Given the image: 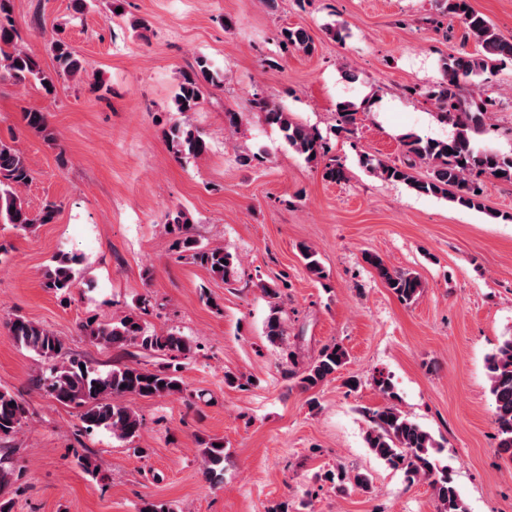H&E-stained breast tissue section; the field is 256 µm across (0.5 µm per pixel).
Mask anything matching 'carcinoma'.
<instances>
[{
    "instance_id": "1",
    "label": "carcinoma",
    "mask_w": 512,
    "mask_h": 512,
    "mask_svg": "<svg viewBox=\"0 0 512 512\" xmlns=\"http://www.w3.org/2000/svg\"><path fill=\"white\" fill-rule=\"evenodd\" d=\"M438 16L459 20L464 28L463 44L473 43L474 50L452 55L441 63V78L429 91L435 101L438 120L455 127L453 136L445 140L422 139L408 133L400 137L407 157L404 164H396L372 155L360 156L359 163L367 172L390 182H401L422 195L442 196L454 205L482 211V190L471 179L473 175H486L512 184V152L502 153L481 144L485 115L492 100L471 98L468 108L463 85H483L491 81L498 68L512 62V39L498 34L488 20L475 12L469 0H435ZM285 48L312 54L315 44L308 32L300 27L286 29ZM54 68H43L37 55L17 44V32L11 17L10 0H0V68L15 82L31 80L39 83L48 95L54 94L58 79L75 77L85 71L83 61L70 44L59 37L51 43ZM222 75L208 59L199 57L196 65L181 73L175 95L176 111L193 112L204 99L210 86H218ZM252 110L263 114L265 120L282 132L288 145L304 156L309 164H324V176L340 181L345 170L335 159L325 160L329 153L327 142L315 130L295 121L275 102L263 96L251 100ZM365 108L351 101L339 104L336 133L354 134L357 115ZM26 126L42 135L48 142L56 141L47 114L41 111L24 113ZM163 137L174 157L198 158L207 150L201 133L182 123H173L163 131ZM430 168L428 176L416 178L411 172L415 162ZM33 178L23 153L14 146L0 141V223L11 224L21 231H30L38 224H51L57 214L54 203L46 204L33 213L20 195L19 189ZM188 214L183 210L171 212L166 224L167 233L175 237L180 257L205 268L213 277L228 284L236 279L238 268L231 253L221 246L201 244L188 235ZM306 270L318 279L325 278L317 253L308 246L301 247ZM364 262L397 298L409 304L420 294L422 283L413 272L390 267L382 257L366 253ZM79 263L76 255H62L44 273L45 287L59 293H70L77 287ZM152 307L147 297L140 300L138 311H131L109 323L88 320L82 325L89 339L115 349L129 347L144 355H160L169 363L160 369H150L140 361L123 364L102 373L91 363L69 354L61 338L47 328L17 314L10 316L7 326L12 339L49 364V375L42 378L43 390L55 401L73 406L80 411V420L87 431L105 429L117 440L133 443L140 437L143 422L138 414L124 402L127 396L156 398L184 391L181 375L182 361L194 352L192 342L175 332L158 333L147 328L142 315ZM348 362V352L334 342L325 344L318 354L302 369H289L287 375L297 384L311 390L339 373ZM489 393L492 400L494 424L498 433V454L512 461V335L503 337L496 349L486 358ZM374 386L390 403L367 411L370 427L365 436L367 448L388 465L403 470L407 483L426 481L438 503V512H466L464 502L446 466L437 464L436 454L442 445L419 423L412 420L392 400L396 399L390 377L379 374L373 378ZM27 418L25 404L10 391L0 389V439L17 434ZM207 473L216 475L224 470V447L210 441L202 450ZM329 480L349 482L358 488L369 484L368 475L356 472L325 474Z\"/></svg>"
}]
</instances>
